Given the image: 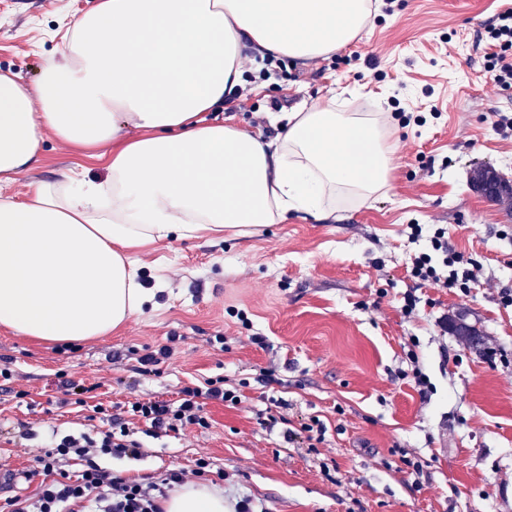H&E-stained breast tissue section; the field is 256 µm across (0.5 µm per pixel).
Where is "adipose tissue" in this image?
<instances>
[{
    "mask_svg": "<svg viewBox=\"0 0 512 512\" xmlns=\"http://www.w3.org/2000/svg\"><path fill=\"white\" fill-rule=\"evenodd\" d=\"M372 16L371 0H97L37 83L0 73L4 181L40 161L48 130L85 151L112 147L105 178L77 173L23 201L0 196V326L58 343L106 335L147 298L137 249L292 213L323 219L336 191L385 188L393 148L372 113L331 100L271 116L272 139L214 116L244 86V49L325 58ZM163 509L226 505L188 483Z\"/></svg>",
    "mask_w": 512,
    "mask_h": 512,
    "instance_id": "obj_1",
    "label": "adipose tissue"
}]
</instances>
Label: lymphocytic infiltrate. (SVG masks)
<instances>
[{
	"mask_svg": "<svg viewBox=\"0 0 512 512\" xmlns=\"http://www.w3.org/2000/svg\"><path fill=\"white\" fill-rule=\"evenodd\" d=\"M493 46L487 67L497 83L512 82V10L499 16L497 26L488 30ZM428 251L415 256L409 274L422 282L446 288L466 287L472 278L471 260L448 245L444 228H436L429 238ZM216 400L237 405L241 398L225 388L223 378H208L184 386L176 402L149 399L130 402L128 411L145 425L147 436L177 432L189 426L209 428L201 414L204 401ZM141 443L134 439L123 419L111 418L107 429L90 435H67L54 441L35 458L33 471L25 480L40 476L31 492H21L0 500V512H163L161 501L168 489L185 483L187 477L206 479L209 463L198 459L195 469L170 470L158 481L142 482L115 476L101 467L100 457H135Z\"/></svg>",
	"mask_w": 512,
	"mask_h": 512,
	"instance_id": "lymphocytic-infiltrate-1",
	"label": "lymphocytic infiltrate"
}]
</instances>
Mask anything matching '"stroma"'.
<instances>
[{
	"label": "stroma",
	"mask_w": 512,
	"mask_h": 512,
	"mask_svg": "<svg viewBox=\"0 0 512 512\" xmlns=\"http://www.w3.org/2000/svg\"><path fill=\"white\" fill-rule=\"evenodd\" d=\"M97 0H47L22 9L0 0V72L34 83L72 20ZM502 0H395L377 9L346 47L308 63L272 64L224 107L234 124L275 136L268 116L335 100L340 112L404 110L389 131L388 186L365 201L339 194L314 221L221 240L171 238L140 249L139 279L153 296L119 330L72 345L41 342L0 327V432L19 424L37 437L6 446L7 463L33 469L52 434L92 431L64 386L94 389L109 414L129 402L178 400L192 381L223 377L243 396L235 407L205 405L209 428L143 435L139 457L102 459L130 478L193 469L223 473L225 497L250 492L265 512H512V208L472 188L486 165L512 179V88L486 70L487 43ZM360 61H352V53ZM506 125L496 128L495 115ZM82 170L105 176L102 159L47 137L42 159L0 195L28 198L41 182ZM410 224L444 228L448 244L475 262L467 291L418 285L407 270L427 240ZM415 295L412 314L402 310ZM464 316L481 350L448 330ZM222 335L224 345L213 344ZM263 344H254V337ZM171 344L157 374L141 375L135 353ZM430 388L419 393L412 367ZM275 415L266 431L262 421ZM326 427L322 443L304 430Z\"/></svg>",
	"instance_id": "35a3bbf8"
}]
</instances>
